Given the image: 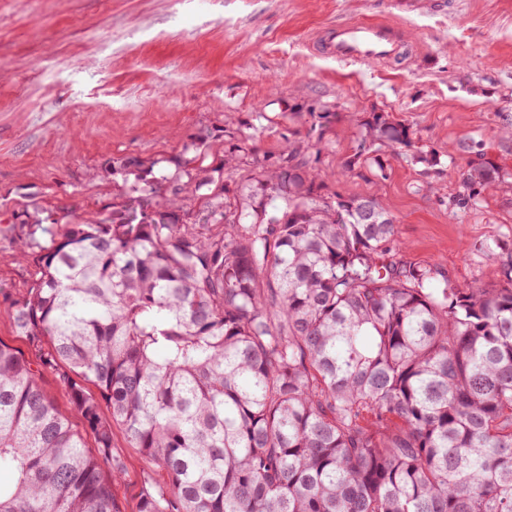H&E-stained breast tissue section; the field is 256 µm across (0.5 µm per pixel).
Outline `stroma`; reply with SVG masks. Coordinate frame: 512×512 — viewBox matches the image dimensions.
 <instances>
[{
  "mask_svg": "<svg viewBox=\"0 0 512 512\" xmlns=\"http://www.w3.org/2000/svg\"><path fill=\"white\" fill-rule=\"evenodd\" d=\"M396 25L387 61L344 62L328 51L342 22ZM336 116L314 142L330 191L376 198L396 220L401 259L461 283L498 280L486 242L512 239V0H0V341L26 357L8 298L29 287L34 262L12 257L18 240L49 236L21 223L26 204L72 211L74 222L112 211L115 159H157L156 175L191 136L206 132V162L224 157V127L259 154L284 135L307 138L309 108ZM410 127L438 163L386 155L343 172L370 112ZM500 166L503 183L471 209L455 206L468 164ZM127 471L114 487L132 512L147 466L115 434Z\"/></svg>",
  "mask_w": 512,
  "mask_h": 512,
  "instance_id": "1",
  "label": "stroma"
}]
</instances>
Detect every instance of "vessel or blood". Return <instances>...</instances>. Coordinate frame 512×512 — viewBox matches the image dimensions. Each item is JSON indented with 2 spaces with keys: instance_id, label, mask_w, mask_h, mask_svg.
I'll return each instance as SVG.
<instances>
[{
  "instance_id": "obj_1",
  "label": "vessel or blood",
  "mask_w": 512,
  "mask_h": 512,
  "mask_svg": "<svg viewBox=\"0 0 512 512\" xmlns=\"http://www.w3.org/2000/svg\"><path fill=\"white\" fill-rule=\"evenodd\" d=\"M393 25L383 22H348L337 25L330 42L340 61L388 60L397 53Z\"/></svg>"
}]
</instances>
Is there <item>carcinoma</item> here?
<instances>
[{"mask_svg": "<svg viewBox=\"0 0 512 512\" xmlns=\"http://www.w3.org/2000/svg\"><path fill=\"white\" fill-rule=\"evenodd\" d=\"M247 140L224 129L213 167L193 136L170 178L116 160L112 213L16 244L37 272L10 318L50 349L0 341V512H125L116 426L148 468L134 512H512V247L485 246L498 283L456 282L396 256L375 198L323 192L308 141ZM404 149L437 162L374 112L345 168ZM501 178L471 163L457 206Z\"/></svg>", "mask_w": 512, "mask_h": 512, "instance_id": "1", "label": "carcinoma"}]
</instances>
